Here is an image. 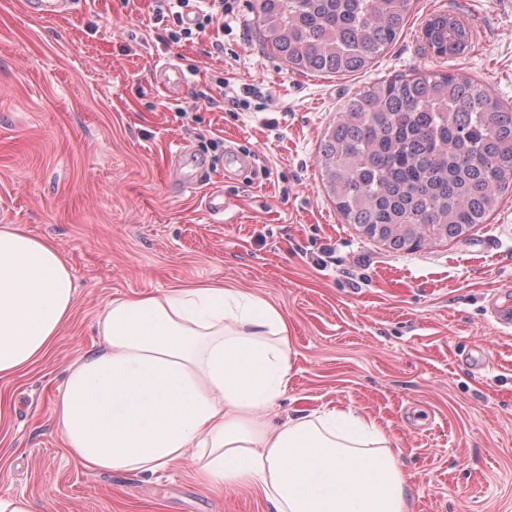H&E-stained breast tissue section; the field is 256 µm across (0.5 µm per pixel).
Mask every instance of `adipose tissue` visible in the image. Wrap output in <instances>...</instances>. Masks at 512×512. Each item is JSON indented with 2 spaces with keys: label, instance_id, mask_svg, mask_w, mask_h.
Listing matches in <instances>:
<instances>
[{
  "label": "adipose tissue",
  "instance_id": "1",
  "mask_svg": "<svg viewBox=\"0 0 512 512\" xmlns=\"http://www.w3.org/2000/svg\"><path fill=\"white\" fill-rule=\"evenodd\" d=\"M74 306L58 248L0 226V377L43 357ZM97 328L54 405L85 467L149 475L190 458L205 483L260 487L275 512H410L376 418L339 405L275 420L293 365L287 321L267 300L170 288L112 299Z\"/></svg>",
  "mask_w": 512,
  "mask_h": 512
}]
</instances>
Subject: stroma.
Segmentation results:
<instances>
[{
	"label": "stroma",
	"instance_id": "35a3bbf8",
	"mask_svg": "<svg viewBox=\"0 0 512 512\" xmlns=\"http://www.w3.org/2000/svg\"><path fill=\"white\" fill-rule=\"evenodd\" d=\"M255 3L235 0L215 47L168 42L173 24L149 0H87L51 19L0 0V225L51 240L77 288L51 351L0 378V494H25L33 512H272L260 488L204 485L188 460L151 477L88 469L53 419L112 298L219 285L288 322L279 415L343 404L381 421L411 512H512V329L485 311L490 294L512 300V194L463 238L393 252L341 223L316 165L338 107L378 80L448 72L512 104V0H411L397 40L348 75L290 69L260 42ZM439 11L475 25L472 51L423 52ZM163 59L187 87H156ZM220 77L252 88L248 107L225 104ZM182 148L205 174L191 194L174 181ZM212 191L224 215L206 211Z\"/></svg>",
	"mask_w": 512,
	"mask_h": 512
}]
</instances>
